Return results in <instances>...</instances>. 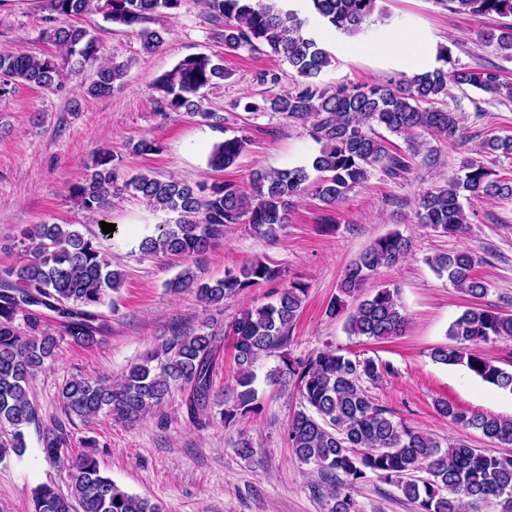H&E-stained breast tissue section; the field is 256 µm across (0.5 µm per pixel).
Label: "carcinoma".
<instances>
[{"label":"carcinoma","instance_id":"cac0c4a2","mask_svg":"<svg viewBox=\"0 0 512 512\" xmlns=\"http://www.w3.org/2000/svg\"><path fill=\"white\" fill-rule=\"evenodd\" d=\"M310 12L336 32L356 37L368 30L377 0H308ZM448 11L474 17H512V0H437ZM182 0H49L44 18L52 54L0 52V91L9 85L56 89L87 65H98L96 79L87 88L94 97L112 94L122 84L128 64L100 63L96 36L71 19L96 12L107 21L130 29L150 54L165 42L167 31L148 26L155 14L173 15ZM208 20L224 43V51L270 53L287 62L296 85L261 101H237L233 108L249 113H271L309 125L322 143L320 153L305 165L254 171L247 183L236 181L187 184L150 172L126 177L122 159L101 152L86 166L84 178L69 194L90 216L107 211L112 197L131 192L147 206L176 215L158 224L139 248L153 256H200L224 241L228 230L245 224L256 235L274 238L289 222L295 200L310 184V172L320 173L315 195L329 214L321 223L336 224V208L348 194L379 171L404 179L413 169L425 134L445 139L462 131L464 113L447 101L448 85L473 87L502 104L512 102V82L496 66L471 68L452 60L440 48L430 71L402 76L397 81L371 85L324 87L321 73L334 57L307 30V19L284 12L265 0H203ZM482 42L512 58V24L480 32ZM229 76L223 60L206 54L188 56L155 81L163 110L199 116L221 128L224 118L202 109L203 91ZM406 140L404 151L394 150L373 126ZM249 145L247 136L216 143L209 165L224 170L236 164ZM480 153L493 161L512 159V135H492L480 144ZM464 175L444 186L423 192L417 202L418 223L449 237L466 232L468 219L461 193L472 198L512 200V177L497 174L484 163L469 160ZM29 259L0 269V433L10 436L17 455L26 448L25 430L38 425L31 398V381L46 361L55 357L56 339L48 333V313L66 335L84 346L97 344L111 332L110 318L100 311L105 299L119 292L124 275L112 268L95 235L70 224H36L22 233ZM408 239L389 233L375 239L346 268L339 294L327 304L330 318L347 315L351 336L376 341L400 336L408 319L396 288L364 293L378 269L401 261ZM483 261L468 247L439 253L428 259L433 271L471 299L449 327L451 343L431 352L433 361L462 365L482 381L512 393V371L484 356L479 346L512 339V314L483 305L488 284L475 275ZM281 284L273 302L252 305L221 331L209 324L176 334L160 349L130 367L123 380L109 385L99 379L73 376L60 390L66 417L87 422L105 412L113 419L134 422L148 415L173 389L183 392L190 421L203 425L219 393L213 376L221 357V342L231 340L234 385L224 391V421L230 423L256 410L253 384L259 361L283 349L308 292L302 281H285L282 268L262 260L248 261L224 271V277L203 281L189 266L166 283L174 293L192 291L204 304L248 294L255 288ZM281 364L266 373L272 385H291L302 409L291 416L285 430L288 447L303 464L325 477L324 496L329 512H359L357 486L369 476L393 484L417 505V512H463L464 506L496 501L501 512H512V455L488 454L464 440L443 442L396 420L375 403L369 386L392 372L390 363L327 347L304 358L280 355ZM436 410L464 429L485 438L512 444V418L465 411L447 400ZM45 458L69 472L68 493L49 485L31 490L34 512H162L160 505L131 494L100 469L92 453L73 454L65 429L39 431Z\"/></svg>","mask_w":512,"mask_h":512}]
</instances>
